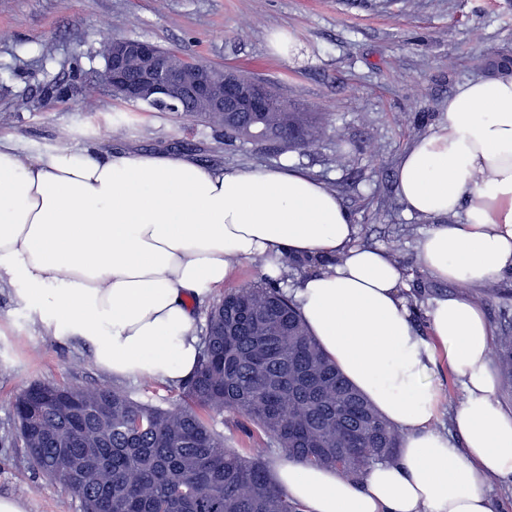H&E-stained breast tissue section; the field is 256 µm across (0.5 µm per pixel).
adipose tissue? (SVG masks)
Returning a JSON list of instances; mask_svg holds the SVG:
<instances>
[{"label": "adipose tissue", "mask_w": 512, "mask_h": 512, "mask_svg": "<svg viewBox=\"0 0 512 512\" xmlns=\"http://www.w3.org/2000/svg\"><path fill=\"white\" fill-rule=\"evenodd\" d=\"M397 192L430 220L417 259L431 277L480 287L512 273V78L449 96L405 151ZM357 226L319 179L284 163L211 170L165 154L100 155L69 141L20 152L0 138V279L34 303L55 337L78 340L121 379L177 385L196 370L195 298L236 266L284 256L314 270L291 293L311 336L401 436L397 459L358 483L280 456L275 477L305 512H495L493 478L512 476V413L494 397L492 332L467 296L429 304L415 330L405 272L356 244ZM465 397L455 436L439 431V356Z\"/></svg>", "instance_id": "1"}]
</instances>
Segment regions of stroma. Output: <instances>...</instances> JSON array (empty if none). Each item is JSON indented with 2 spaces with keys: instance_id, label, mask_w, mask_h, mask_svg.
Returning <instances> with one entry per match:
<instances>
[{
  "instance_id": "obj_1",
  "label": "stroma",
  "mask_w": 512,
  "mask_h": 512,
  "mask_svg": "<svg viewBox=\"0 0 512 512\" xmlns=\"http://www.w3.org/2000/svg\"><path fill=\"white\" fill-rule=\"evenodd\" d=\"M275 30L291 32L292 52L271 53ZM115 37L267 80L318 113L325 131L301 149L231 139L115 97L96 80L99 48ZM495 54L512 55V0H0V136L29 151L66 133L76 146L189 155L208 167L291 163L336 192L359 227L357 243L395 252L425 336L428 301L460 287L421 270L415 244L428 223L405 214L397 168L457 86L489 77ZM468 294L493 332L512 323L511 276ZM33 381L113 387L163 408L180 403L179 387L100 369L88 347L54 337L1 280L0 496L21 500L25 512H80L69 491L47 489L15 439L12 402Z\"/></svg>"
}]
</instances>
